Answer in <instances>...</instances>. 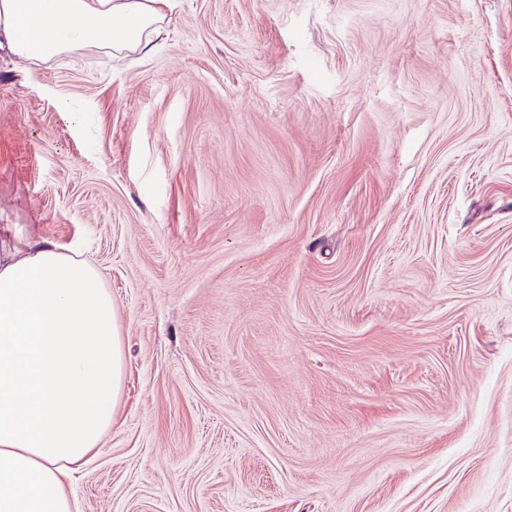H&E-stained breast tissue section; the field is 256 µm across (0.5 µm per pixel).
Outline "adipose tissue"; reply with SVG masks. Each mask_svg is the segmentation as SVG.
Segmentation results:
<instances>
[{"label":"adipose tissue","instance_id":"ef3b65f1","mask_svg":"<svg viewBox=\"0 0 512 512\" xmlns=\"http://www.w3.org/2000/svg\"><path fill=\"white\" fill-rule=\"evenodd\" d=\"M175 0H0V48L46 62L148 50ZM124 375L99 268L33 237L0 246V512H80L66 488L112 427Z\"/></svg>","mask_w":512,"mask_h":512}]
</instances>
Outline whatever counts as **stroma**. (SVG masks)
I'll list each match as a JSON object with an SVG mask.
<instances>
[{"mask_svg": "<svg viewBox=\"0 0 512 512\" xmlns=\"http://www.w3.org/2000/svg\"><path fill=\"white\" fill-rule=\"evenodd\" d=\"M5 224L112 294L82 512H512V0H177L145 53L1 48Z\"/></svg>", "mask_w": 512, "mask_h": 512, "instance_id": "35a3bbf8", "label": "stroma"}]
</instances>
